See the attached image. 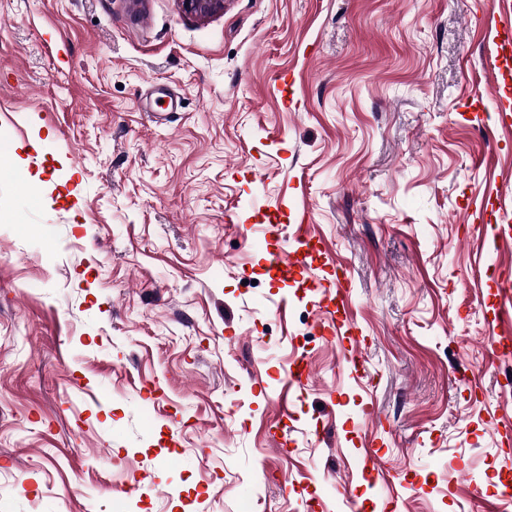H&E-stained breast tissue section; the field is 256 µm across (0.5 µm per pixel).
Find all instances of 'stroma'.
I'll return each instance as SVG.
<instances>
[{"label":"stroma","instance_id":"stroma-1","mask_svg":"<svg viewBox=\"0 0 512 512\" xmlns=\"http://www.w3.org/2000/svg\"><path fill=\"white\" fill-rule=\"evenodd\" d=\"M509 26L0 0V512H512ZM302 224L299 276L274 257Z\"/></svg>","mask_w":512,"mask_h":512}]
</instances>
